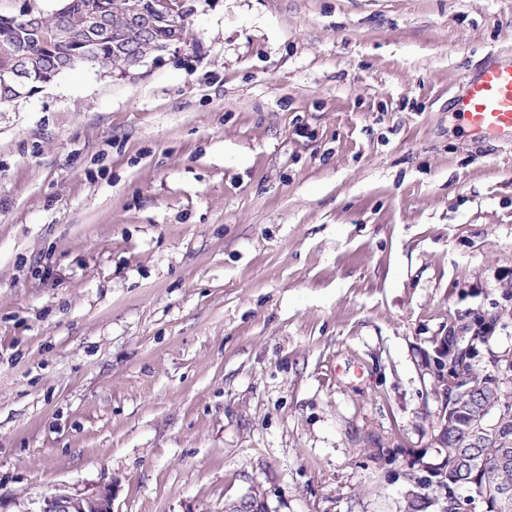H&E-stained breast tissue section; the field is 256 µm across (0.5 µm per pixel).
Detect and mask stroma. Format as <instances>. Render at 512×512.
I'll return each mask as SVG.
<instances>
[{
  "label": "stroma",
  "mask_w": 512,
  "mask_h": 512,
  "mask_svg": "<svg viewBox=\"0 0 512 512\" xmlns=\"http://www.w3.org/2000/svg\"><path fill=\"white\" fill-rule=\"evenodd\" d=\"M189 4L0 105V512H406L433 338L512 350V142L454 107L512 0ZM33 512H112V490L103 487L92 495L71 493L65 489L44 499Z\"/></svg>",
  "instance_id": "stroma-1"
}]
</instances>
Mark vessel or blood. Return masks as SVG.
I'll return each instance as SVG.
<instances>
[{
  "label": "vessel or blood",
  "mask_w": 512,
  "mask_h": 512,
  "mask_svg": "<svg viewBox=\"0 0 512 512\" xmlns=\"http://www.w3.org/2000/svg\"><path fill=\"white\" fill-rule=\"evenodd\" d=\"M457 109L476 137L512 139V63L487 60L470 78Z\"/></svg>",
  "instance_id": "1"
}]
</instances>
